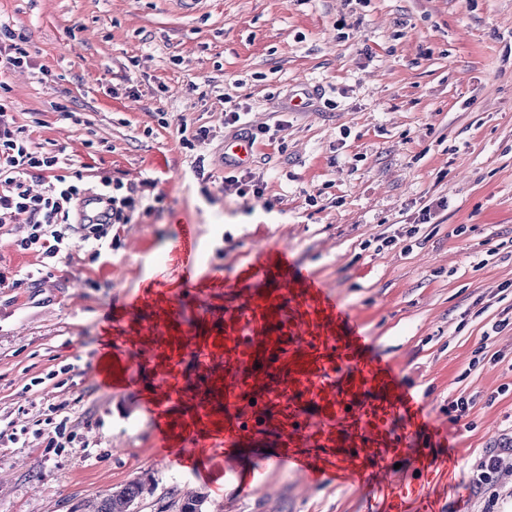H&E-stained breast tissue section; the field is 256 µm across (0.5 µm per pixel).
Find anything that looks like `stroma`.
Returning a JSON list of instances; mask_svg holds the SVG:
<instances>
[{
    "label": "stroma",
    "instance_id": "1",
    "mask_svg": "<svg viewBox=\"0 0 512 512\" xmlns=\"http://www.w3.org/2000/svg\"><path fill=\"white\" fill-rule=\"evenodd\" d=\"M0 21L31 59L0 72L17 125L68 147L87 185L109 177L140 201L112 227L111 251L79 244L47 270L16 246L24 216L0 226V430L27 431L0 441V512H71L144 473L153 489L137 512H178L186 490L206 495L207 512H374L368 493L271 466L247 495L201 478L224 467V402L203 393L224 383L232 328L191 309L168 324L159 303L135 326L115 316L155 283L176 287L171 244L187 227L218 317L239 294L214 273L243 276L257 250L284 245L362 316L440 421L449 398L470 399L458 480L512 439V0H0ZM237 105L279 128L255 145L260 199L223 191L224 113ZM201 127L208 138L184 147ZM199 156L205 182L191 171ZM380 236L395 242L376 250ZM267 319L270 351L243 372L263 422L242 469L270 464L288 414V341ZM111 345L152 353L140 387L92 374ZM195 345L211 352L209 371L195 372ZM164 416L180 439L209 431L198 466L157 453ZM63 418L75 440L50 447ZM443 494L444 512H512V456L468 504Z\"/></svg>",
    "mask_w": 512,
    "mask_h": 512
}]
</instances>
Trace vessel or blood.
<instances>
[{
  "label": "vessel or blood",
  "mask_w": 512,
  "mask_h": 512,
  "mask_svg": "<svg viewBox=\"0 0 512 512\" xmlns=\"http://www.w3.org/2000/svg\"><path fill=\"white\" fill-rule=\"evenodd\" d=\"M253 155L249 141L224 142V159L245 166ZM182 258V287L166 296L167 317L182 323L187 307L208 314L209 298L196 288L198 267L191 230L173 245ZM257 286L288 299V426L274 463L302 473L309 484L329 480L340 487L371 490L377 512H442L430 487L454 471L452 458L435 453L449 442L447 425L429 412L425 399L404 384L394 362L380 354L359 315L342 303L287 247L258 252L251 265ZM236 325L224 350L225 448L245 446L250 393L242 372L262 349L251 308L224 313ZM411 458L405 477L391 464Z\"/></svg>",
  "instance_id": "obj_1"
}]
</instances>
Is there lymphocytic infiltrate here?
I'll return each instance as SVG.
<instances>
[{"label":"lymphocytic infiltrate","mask_w":512,"mask_h":512,"mask_svg":"<svg viewBox=\"0 0 512 512\" xmlns=\"http://www.w3.org/2000/svg\"><path fill=\"white\" fill-rule=\"evenodd\" d=\"M68 162L65 147L44 152L33 146L23 128L16 126L7 105L0 103V224L13 214H26L27 231L18 246L49 260L61 258L69 251L74 242L73 224L77 221L84 224L83 239L93 245L95 254L111 250L106 228L90 216L75 214L78 202L87 196L107 197L109 218L116 224L130 223L138 208L136 198L124 192L120 181L104 178L97 187L90 188L81 175L61 174L62 165ZM48 173L53 174L54 180L46 191L32 193L27 178H41Z\"/></svg>","instance_id":"obj_1"}]
</instances>
